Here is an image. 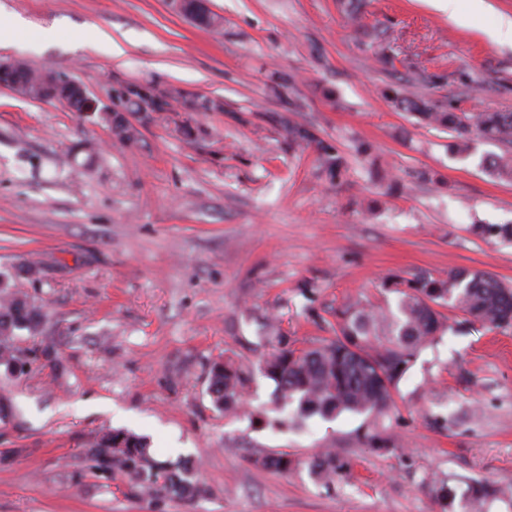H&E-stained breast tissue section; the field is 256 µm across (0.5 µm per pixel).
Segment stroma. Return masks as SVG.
<instances>
[{"instance_id": "1", "label": "stroma", "mask_w": 512, "mask_h": 512, "mask_svg": "<svg viewBox=\"0 0 512 512\" xmlns=\"http://www.w3.org/2000/svg\"><path fill=\"white\" fill-rule=\"evenodd\" d=\"M489 2L456 25L425 0H364L354 25L343 0H205L211 30L169 0H0L49 33L0 59L82 83L138 131L123 141L98 114L0 85V267L36 262L15 286L61 361L34 359L25 334L30 369L0 368V512H439L438 477L512 483V329L450 314L398 386L387 455L351 419L278 425L259 372L279 337L331 336L348 296L396 303L389 277L469 267L512 283V242L472 232L512 225V182L483 164L499 145L459 151L398 105L410 90L460 115L512 112V42L485 34L512 0ZM220 356L250 373L231 414L208 391ZM112 428L195 464L206 494L131 497L95 476L85 450ZM329 443L351 459L331 486L252 462Z\"/></svg>"}]
</instances>
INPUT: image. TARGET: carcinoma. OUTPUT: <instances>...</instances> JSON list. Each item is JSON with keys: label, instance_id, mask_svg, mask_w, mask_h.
<instances>
[{"label": "carcinoma", "instance_id": "1", "mask_svg": "<svg viewBox=\"0 0 512 512\" xmlns=\"http://www.w3.org/2000/svg\"><path fill=\"white\" fill-rule=\"evenodd\" d=\"M400 104L428 124L455 134L463 151L468 150L471 133L503 145L502 153L486 159V168L512 181V112L459 116L437 111L421 96L403 97ZM112 131L121 139L135 137V129L118 113L112 114ZM11 279L10 273L0 271V365L8 369L18 360L17 333L36 336L43 320L41 308L27 294L12 289ZM387 290L399 295L396 308L351 299L332 313L333 336L316 338L301 349L278 347L262 361L260 373L275 385L274 409L285 414L286 421L302 425L314 418H360L357 442L373 453H391L394 443L385 420L393 414L394 392L422 350L446 330L443 310H458L468 323L485 331L512 328V287L486 270L456 268L437 277L415 274L390 283ZM249 377L231 360L212 361L208 378L215 406L226 413L236 412ZM86 456L98 476L123 482L132 497L192 502L205 493L193 470L156 463L147 440L125 429L97 435ZM253 462L278 472L300 465L299 458L287 451L262 453ZM307 467L315 482L331 484L349 470L350 460L342 450L321 448ZM465 485V512H490L496 501L512 512V489L479 480ZM433 493L440 512H448L457 489L445 476L435 481Z\"/></svg>", "mask_w": 512, "mask_h": 512}]
</instances>
